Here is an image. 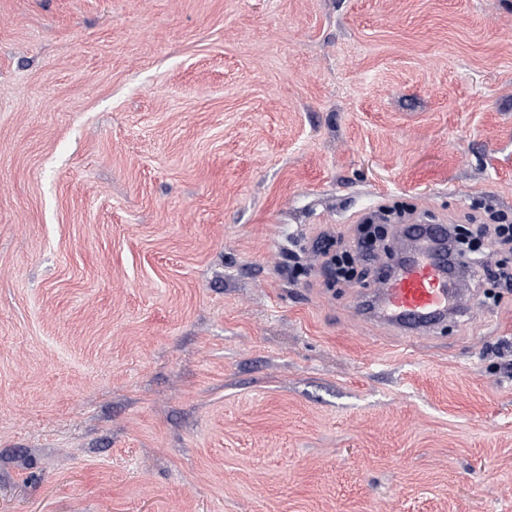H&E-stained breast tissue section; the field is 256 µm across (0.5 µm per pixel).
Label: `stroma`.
<instances>
[{"mask_svg":"<svg viewBox=\"0 0 512 512\" xmlns=\"http://www.w3.org/2000/svg\"><path fill=\"white\" fill-rule=\"evenodd\" d=\"M393 203L512 217V0H0V512H512V288L321 266ZM441 254L409 257L376 289L373 318L402 334H430L450 314L475 308L462 288H452Z\"/></svg>","mask_w":512,"mask_h":512,"instance_id":"1","label":"stroma"}]
</instances>
